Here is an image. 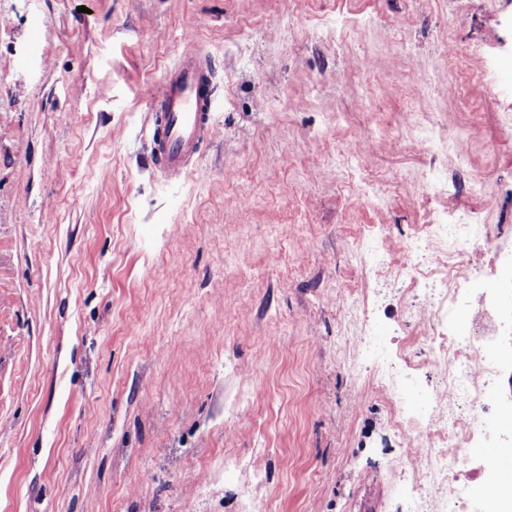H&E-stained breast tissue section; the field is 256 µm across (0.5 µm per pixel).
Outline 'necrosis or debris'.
I'll return each instance as SVG.
<instances>
[{"instance_id": "1", "label": "necrosis or debris", "mask_w": 512, "mask_h": 512, "mask_svg": "<svg viewBox=\"0 0 512 512\" xmlns=\"http://www.w3.org/2000/svg\"><path fill=\"white\" fill-rule=\"evenodd\" d=\"M434 237L451 239L456 246L440 267L427 266L423 254L408 251L403 269L412 283L422 286L427 303L437 316L447 318L448 334L434 345L435 358L448 369V388L461 403L459 415L437 418L426 410L396 422L414 447L434 459V472L448 487V499L460 512H512V498L498 493L505 474L496 459L477 471L466 464L474 445L504 434L500 422L512 418L501 407L493 389L498 373L503 322L487 300L486 290L474 278L481 256L472 252L475 242L487 250L499 246L478 224H437Z\"/></svg>"}]
</instances>
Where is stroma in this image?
Returning <instances> with one entry per match:
<instances>
[{"label": "stroma", "instance_id": "1", "mask_svg": "<svg viewBox=\"0 0 512 512\" xmlns=\"http://www.w3.org/2000/svg\"><path fill=\"white\" fill-rule=\"evenodd\" d=\"M222 100L148 164L182 50ZM437 145L420 147L422 132ZM512 259V0H0V512H408L362 335L455 409L395 283L427 227ZM219 107L210 56L186 48L166 70L150 103V166L157 175L179 181L198 166L202 137Z\"/></svg>", "mask_w": 512, "mask_h": 512}]
</instances>
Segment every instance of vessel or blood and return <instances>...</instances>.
Wrapping results in <instances>:
<instances>
[{
    "label": "vessel or blood",
    "mask_w": 512,
    "mask_h": 512,
    "mask_svg": "<svg viewBox=\"0 0 512 512\" xmlns=\"http://www.w3.org/2000/svg\"><path fill=\"white\" fill-rule=\"evenodd\" d=\"M219 107L208 53L186 48L166 70L150 103V165L157 175L177 181L197 167L202 137Z\"/></svg>",
    "instance_id": "vessel-or-blood-1"
}]
</instances>
